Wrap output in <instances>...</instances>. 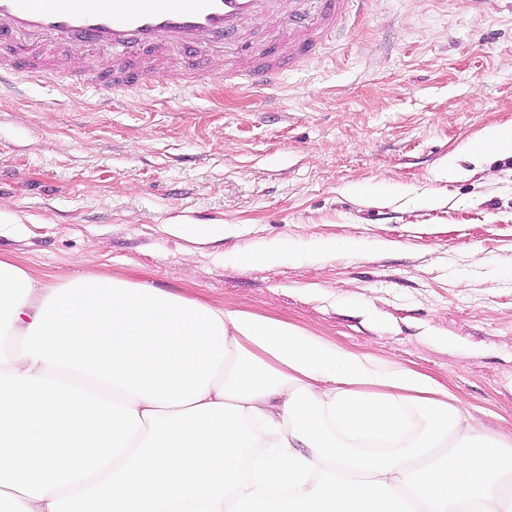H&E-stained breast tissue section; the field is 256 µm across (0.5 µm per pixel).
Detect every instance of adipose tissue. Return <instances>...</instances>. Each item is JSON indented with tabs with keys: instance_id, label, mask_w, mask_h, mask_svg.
I'll use <instances>...</instances> for the list:
<instances>
[{
	"instance_id": "adipose-tissue-1",
	"label": "adipose tissue",
	"mask_w": 512,
	"mask_h": 512,
	"mask_svg": "<svg viewBox=\"0 0 512 512\" xmlns=\"http://www.w3.org/2000/svg\"><path fill=\"white\" fill-rule=\"evenodd\" d=\"M479 427L433 379L288 322L0 261L9 512H512V431Z\"/></svg>"
}]
</instances>
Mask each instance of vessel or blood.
Wrapping results in <instances>:
<instances>
[{
	"mask_svg": "<svg viewBox=\"0 0 512 512\" xmlns=\"http://www.w3.org/2000/svg\"><path fill=\"white\" fill-rule=\"evenodd\" d=\"M304 2L309 22L286 27L278 0H0V84L20 69L53 75L46 63L64 48L65 67L54 75L72 85L95 73L106 100L117 90L141 93L159 78L200 91L210 75L205 58L220 47L232 51L249 87L271 90L285 64L316 52L366 0ZM249 18L271 23L267 43L240 38Z\"/></svg>",
	"mask_w": 512,
	"mask_h": 512,
	"instance_id": "obj_1",
	"label": "vessel or blood"
}]
</instances>
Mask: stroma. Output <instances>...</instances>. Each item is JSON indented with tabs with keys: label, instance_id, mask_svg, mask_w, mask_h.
Segmentation results:
<instances>
[{
	"label": "stroma",
	"instance_id": "35a3bbf8",
	"mask_svg": "<svg viewBox=\"0 0 512 512\" xmlns=\"http://www.w3.org/2000/svg\"><path fill=\"white\" fill-rule=\"evenodd\" d=\"M209 67L202 93L106 103L0 87V259L287 321L511 431L512 156L469 147L512 124V0H370L265 93Z\"/></svg>",
	"mask_w": 512,
	"mask_h": 512
}]
</instances>
